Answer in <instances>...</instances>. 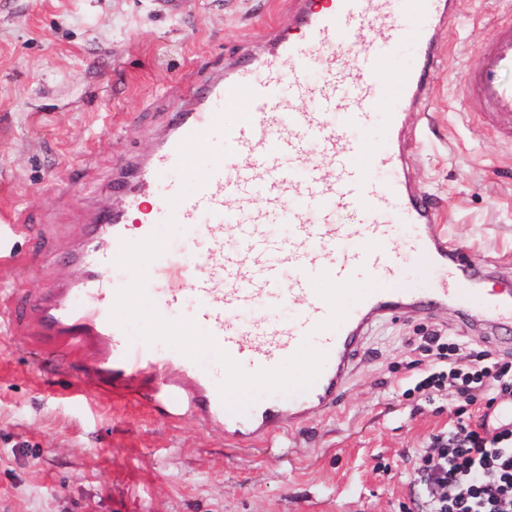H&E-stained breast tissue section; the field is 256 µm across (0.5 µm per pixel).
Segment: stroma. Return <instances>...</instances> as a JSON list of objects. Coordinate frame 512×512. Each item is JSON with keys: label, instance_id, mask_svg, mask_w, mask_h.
<instances>
[{"label": "stroma", "instance_id": "1", "mask_svg": "<svg viewBox=\"0 0 512 512\" xmlns=\"http://www.w3.org/2000/svg\"><path fill=\"white\" fill-rule=\"evenodd\" d=\"M510 22L512 0H458L456 24L435 33L426 109L405 133L437 232L495 291L512 281V141L467 115L465 79L492 67L476 47ZM292 25L288 0H197L188 14L151 0H0V216L31 228L0 289L21 299L79 278L70 254L91 217L123 205L107 191L116 164L153 152L183 105L177 90ZM495 70L512 80V67ZM431 332L512 362L511 343L491 342L496 328L454 309L399 312L367 332L340 413L248 447L139 395L69 403L68 375L0 339V512H407L415 453L478 416L448 392L412 391L435 362L416 348Z\"/></svg>", "mask_w": 512, "mask_h": 512}]
</instances>
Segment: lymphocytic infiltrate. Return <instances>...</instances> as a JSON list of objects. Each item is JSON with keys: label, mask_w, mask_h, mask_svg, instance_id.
I'll return each mask as SVG.
<instances>
[{"label": "lymphocytic infiltrate", "mask_w": 512, "mask_h": 512, "mask_svg": "<svg viewBox=\"0 0 512 512\" xmlns=\"http://www.w3.org/2000/svg\"><path fill=\"white\" fill-rule=\"evenodd\" d=\"M440 366L427 371L421 391H453L464 403L486 408L512 404V364L487 350L462 363L458 343L433 336ZM417 512H512V424L449 426L433 436L413 465Z\"/></svg>", "instance_id": "lymphocytic-infiltrate-1"}]
</instances>
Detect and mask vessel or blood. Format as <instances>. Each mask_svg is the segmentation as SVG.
<instances>
[{
  "mask_svg": "<svg viewBox=\"0 0 512 512\" xmlns=\"http://www.w3.org/2000/svg\"><path fill=\"white\" fill-rule=\"evenodd\" d=\"M289 8L297 34L279 32L273 51L246 64L226 61L203 92L184 91V107L172 114L153 154L118 165L111 190L125 205L89 224L74 254L83 269L79 282L29 296L19 316L14 296L0 291V334L27 336L51 367L76 369L69 401L142 390L171 420L190 414L206 429L251 442L339 410L366 332L390 313L435 315L451 307L475 322L512 317V289L491 302L474 287L472 265L463 252H449L435 229L433 203L416 194L406 169L404 126L440 58L430 34L454 24L455 0H289ZM405 22L417 38V59L399 68ZM478 51L512 67V24L493 29ZM315 68L321 79H309ZM241 85L255 93L248 120L225 134L212 131ZM466 106L493 134L512 139V82L494 70L468 76ZM206 130L212 147L230 153L214 161L203 188L181 196L178 147ZM134 180L159 188L148 223L175 216L194 243L191 261L167 252L150 263L147 293L159 313L182 304L168 280L190 279L192 319L249 372L277 366L310 340L327 360L306 390L228 412L218 392L225 370L216 361L198 363L161 343H124L123 329L110 320L121 286L112 276L115 255L100 243L124 239L127 214L141 206L129 190ZM346 208L362 223H337ZM400 224L409 228L401 255L391 248ZM229 233L232 248L211 249ZM419 258L445 277L403 286V261ZM285 306L293 313L279 318Z\"/></svg>",
  "mask_w": 512,
  "mask_h": 512,
  "instance_id": "obj_1",
  "label": "vessel or blood"
}]
</instances>
